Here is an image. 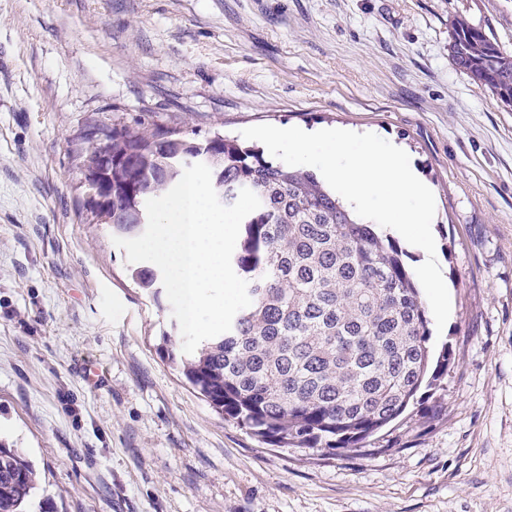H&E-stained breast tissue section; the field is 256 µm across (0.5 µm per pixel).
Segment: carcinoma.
<instances>
[{"instance_id":"carcinoma-1","label":"carcinoma","mask_w":512,"mask_h":512,"mask_svg":"<svg viewBox=\"0 0 512 512\" xmlns=\"http://www.w3.org/2000/svg\"><path fill=\"white\" fill-rule=\"evenodd\" d=\"M452 66L512 107V53L459 18ZM112 215L146 211L168 192L195 139L176 129L112 128ZM216 193L233 204L247 188L261 206L242 222L232 267L251 305L230 331L180 359L182 374L217 412L272 447L334 454L363 447L397 419L422 386L448 373L451 352L432 358L426 302L403 249L358 216L309 170L275 163L228 136L214 141ZM134 277L153 297L160 273ZM29 462L0 444V512H24L35 489Z\"/></svg>"}]
</instances>
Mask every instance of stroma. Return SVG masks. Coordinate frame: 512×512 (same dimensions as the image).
Returning a JSON list of instances; mask_svg holds the SVG:
<instances>
[{
	"mask_svg": "<svg viewBox=\"0 0 512 512\" xmlns=\"http://www.w3.org/2000/svg\"><path fill=\"white\" fill-rule=\"evenodd\" d=\"M512 0H0V441L27 512H512V108L456 70ZM373 131L435 197L454 361L370 447L275 448L167 357L170 303L88 220L93 126ZM29 462L15 448L0 444V512H24L23 505L35 489Z\"/></svg>",
	"mask_w": 512,
	"mask_h": 512,
	"instance_id": "obj_1",
	"label": "stroma"
}]
</instances>
